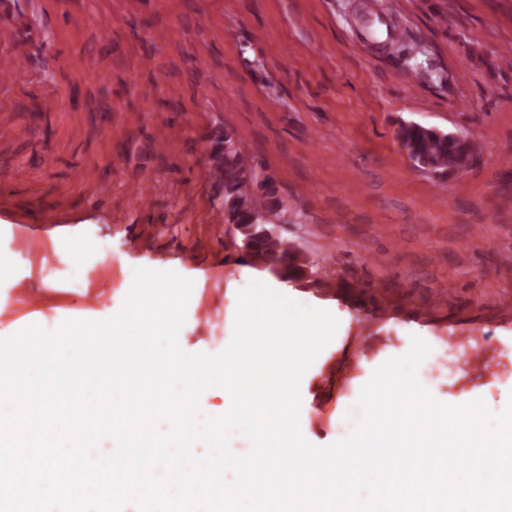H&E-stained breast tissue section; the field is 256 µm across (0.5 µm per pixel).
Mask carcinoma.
I'll return each mask as SVG.
<instances>
[{
	"label": "carcinoma",
	"instance_id": "cac0c4a2",
	"mask_svg": "<svg viewBox=\"0 0 512 512\" xmlns=\"http://www.w3.org/2000/svg\"><path fill=\"white\" fill-rule=\"evenodd\" d=\"M398 138L409 159L419 168L439 175L460 174L475 161L473 143L463 137H453L439 129L420 124L402 126ZM214 166L222 171L215 181L224 196V219L235 225L238 238L251 239L253 256L266 264L265 272L279 274L286 282H299L305 271L313 268L312 260L293 251L278 236L263 230L259 214L285 217L283 208L266 201L272 195L269 182L258 181L256 167L245 162L240 145L229 135L214 138Z\"/></svg>",
	"mask_w": 512,
	"mask_h": 512
}]
</instances>
